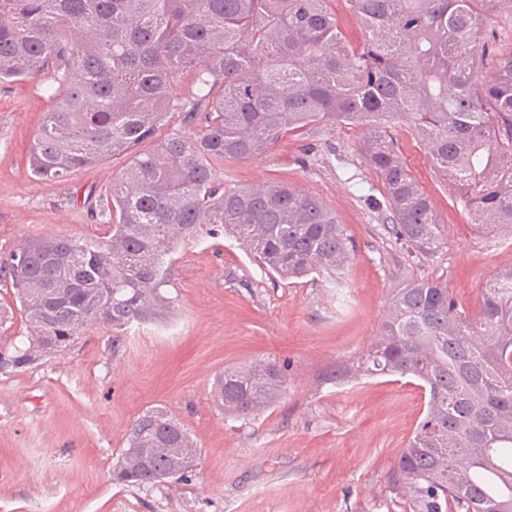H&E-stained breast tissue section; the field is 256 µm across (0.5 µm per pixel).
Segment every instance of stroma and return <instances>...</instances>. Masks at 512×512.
<instances>
[{"mask_svg":"<svg viewBox=\"0 0 512 512\" xmlns=\"http://www.w3.org/2000/svg\"><path fill=\"white\" fill-rule=\"evenodd\" d=\"M46 83L0 86V264L32 237H103L99 196L128 163L109 156L60 182L33 179ZM390 134L440 216L439 249L415 252L388 228L361 127L308 128L263 158L225 160V187L277 179L319 198L345 225L354 259L336 277L288 283L235 241L203 236L173 253L169 313L116 339L88 327L66 354L0 372V512H411L391 472L427 395L410 378L340 379L335 369L373 343L404 281H445L477 311L489 276L512 266V232L476 231L411 129ZM258 358L287 363L284 398L249 421L224 416L211 402L215 375ZM159 407L198 443L192 480L116 483L130 428Z\"/></svg>","mask_w":512,"mask_h":512,"instance_id":"35a3bbf8","label":"stroma"}]
</instances>
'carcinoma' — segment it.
Returning <instances> with one entry per match:
<instances>
[{
  "label": "carcinoma",
  "instance_id": "carcinoma-1",
  "mask_svg": "<svg viewBox=\"0 0 512 512\" xmlns=\"http://www.w3.org/2000/svg\"><path fill=\"white\" fill-rule=\"evenodd\" d=\"M328 2L0 0V83L49 79L31 176L62 181L107 156L130 159L100 196L103 241L35 237L9 254L0 325L17 311L29 336L0 352L1 371L66 352L83 325L118 333L144 320L165 303L167 257L204 233L233 238L283 280L343 271L354 245L322 201L284 181L226 189L220 178L224 160L262 157L309 126L363 127L359 150L385 188L391 229L419 252L441 246L440 218L394 123L412 129L476 230H512V55L490 74L478 67L494 52L488 18L512 14V0H355V45ZM172 113L180 129L155 139ZM348 374L409 376L428 391L393 468L412 512H512V267L490 275L474 313L445 282L395 289L377 340L336 369ZM287 389L285 367L260 358L225 368L213 397L246 420ZM199 455L178 420L150 409L115 480L189 478Z\"/></svg>",
  "mask_w": 512,
  "mask_h": 512
}]
</instances>
